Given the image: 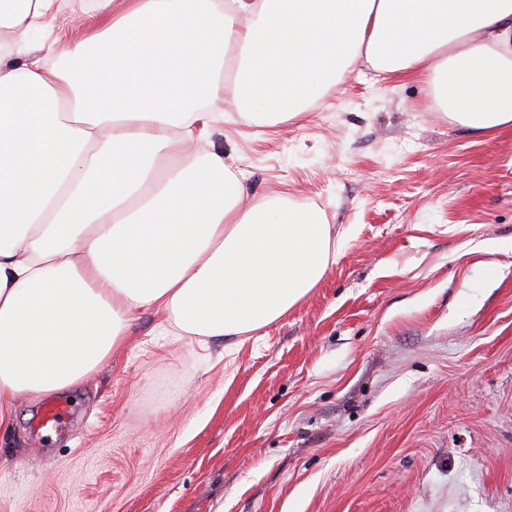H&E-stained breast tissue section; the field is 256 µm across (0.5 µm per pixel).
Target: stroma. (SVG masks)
Masks as SVG:
<instances>
[{
  "mask_svg": "<svg viewBox=\"0 0 512 512\" xmlns=\"http://www.w3.org/2000/svg\"><path fill=\"white\" fill-rule=\"evenodd\" d=\"M366 66L304 114L237 111L201 147L249 197L316 204L345 240L288 314L245 336L126 344L0 425V512H512V129ZM71 411L72 405L65 398L58 397L48 401L43 407L38 429L57 430Z\"/></svg>",
  "mask_w": 512,
  "mask_h": 512,
  "instance_id": "1",
  "label": "stroma"
}]
</instances>
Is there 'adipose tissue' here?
<instances>
[{
    "instance_id": "1",
    "label": "adipose tissue",
    "mask_w": 512,
    "mask_h": 512,
    "mask_svg": "<svg viewBox=\"0 0 512 512\" xmlns=\"http://www.w3.org/2000/svg\"><path fill=\"white\" fill-rule=\"evenodd\" d=\"M61 6L0 0V422L95 373L140 309L241 336L335 263L315 204L245 202L223 154H188L217 104L288 121L362 61L512 128V0H93L49 67L29 43Z\"/></svg>"
}]
</instances>
